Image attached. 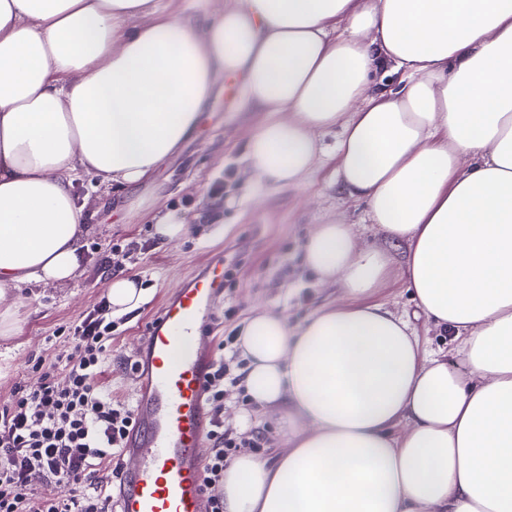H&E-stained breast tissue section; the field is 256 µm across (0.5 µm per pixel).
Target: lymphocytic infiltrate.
Returning <instances> with one entry per match:
<instances>
[{"instance_id": "f902f5d3", "label": "lymphocytic infiltrate", "mask_w": 512, "mask_h": 512, "mask_svg": "<svg viewBox=\"0 0 512 512\" xmlns=\"http://www.w3.org/2000/svg\"><path fill=\"white\" fill-rule=\"evenodd\" d=\"M106 303L90 311L71 331L72 347L36 359L37 389H17L0 409V512H112L110 495L95 491L70 499L45 497L28 489L32 478L50 483H83L94 469L111 470L133 422L134 407L114 396L106 381L115 324ZM64 376H57V369ZM230 366L213 362L206 386L211 445L203 484L210 512H224V468L237 449L254 448L257 438L224 427V383Z\"/></svg>"}]
</instances>
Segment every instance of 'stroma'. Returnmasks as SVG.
Masks as SVG:
<instances>
[{
	"label": "stroma",
	"instance_id": "stroma-1",
	"mask_svg": "<svg viewBox=\"0 0 512 512\" xmlns=\"http://www.w3.org/2000/svg\"><path fill=\"white\" fill-rule=\"evenodd\" d=\"M241 76H224L203 107L181 152L167 160L154 180L132 192L98 179L83 178L77 193L89 197L93 229L86 239L83 275L64 288L21 289L11 335H0V407L16 388L41 382L31 361L49 342L69 346L67 336L106 295L111 273L133 277L145 290L142 304L119 318L112 343V391L135 394L137 378L128 370L144 341L147 317L186 281L216 258L235 261L224 297L216 304L215 330L206 346L214 357H231L224 336L240 331L255 307L284 313L301 325L320 304L341 291L321 286L304 262L306 244L317 225L337 218L351 224L365 245L382 243L363 204L332 188L334 161L324 157L311 179L293 190L250 184L245 173L246 135L266 118L243 112ZM184 218L187 233L162 244L153 235L158 216Z\"/></svg>",
	"mask_w": 512,
	"mask_h": 512
}]
</instances>
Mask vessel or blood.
I'll use <instances>...</instances> for the list:
<instances>
[{
    "instance_id": "1",
    "label": "vessel or blood",
    "mask_w": 512,
    "mask_h": 512,
    "mask_svg": "<svg viewBox=\"0 0 512 512\" xmlns=\"http://www.w3.org/2000/svg\"><path fill=\"white\" fill-rule=\"evenodd\" d=\"M223 293L224 262L217 259L146 325L141 355L147 383L136 399L123 450L138 463L119 478V512H208L201 467L205 385L213 357L200 344Z\"/></svg>"
}]
</instances>
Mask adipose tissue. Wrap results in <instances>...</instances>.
I'll use <instances>...</instances> for the list:
<instances>
[{
    "label": "adipose tissue",
    "mask_w": 512,
    "mask_h": 512,
    "mask_svg": "<svg viewBox=\"0 0 512 512\" xmlns=\"http://www.w3.org/2000/svg\"><path fill=\"white\" fill-rule=\"evenodd\" d=\"M397 84H376L383 68ZM224 75L266 113L250 182L306 183L336 131L335 183L385 242L318 225L307 266L344 301L293 327L253 311L238 338L273 460L238 453L224 512H512V0H0V326L22 288L84 271L82 174L122 191L182 146ZM399 276L428 350L375 299ZM225 0H168L167 11L176 17L202 19L212 16L224 8ZM412 323L415 333L429 349L435 351L440 349L446 353L451 348L448 334L436 330L424 317L413 319Z\"/></svg>",
    "instance_id": "1"
}]
</instances>
